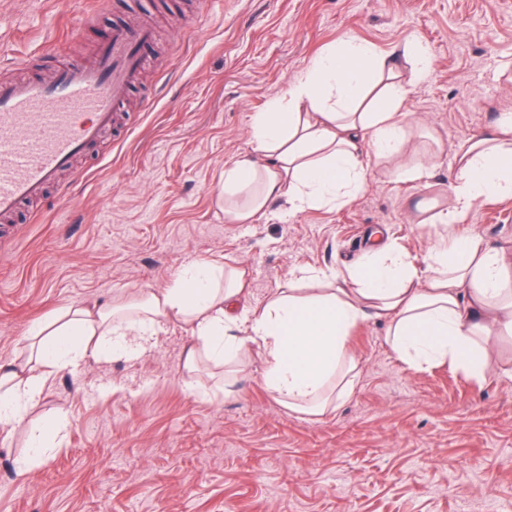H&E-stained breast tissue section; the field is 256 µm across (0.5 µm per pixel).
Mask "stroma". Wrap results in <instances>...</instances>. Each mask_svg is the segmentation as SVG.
Wrapping results in <instances>:
<instances>
[{"label":"stroma","mask_w":512,"mask_h":512,"mask_svg":"<svg viewBox=\"0 0 512 512\" xmlns=\"http://www.w3.org/2000/svg\"><path fill=\"white\" fill-rule=\"evenodd\" d=\"M150 18L146 69L108 132L60 184L0 226V363L68 305L166 288L187 263L248 271L239 307H261L298 267L336 271L381 230L424 265L448 204L453 156L512 113V0H0V75L88 57L114 28ZM382 51L414 37L433 69L405 104L420 182L371 164L342 207L229 224L215 204L224 165L251 150L254 113L287 95L329 43ZM512 252V197L458 225ZM169 326L138 359L87 360L50 377L25 426L0 427L8 512H512V339L481 378L408 369L369 318L351 332L353 391L310 418L264 387L259 360L223 386ZM68 421L62 447L27 473L28 428Z\"/></svg>","instance_id":"35a3bbf8"}]
</instances>
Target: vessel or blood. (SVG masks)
<instances>
[{
    "label": "vessel or blood",
    "mask_w": 512,
    "mask_h": 512,
    "mask_svg": "<svg viewBox=\"0 0 512 512\" xmlns=\"http://www.w3.org/2000/svg\"><path fill=\"white\" fill-rule=\"evenodd\" d=\"M149 28H117L86 64L0 78V217L41 197L112 126L140 74Z\"/></svg>",
    "instance_id": "1"
}]
</instances>
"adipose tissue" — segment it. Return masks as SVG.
<instances>
[{"label":"adipose tissue","mask_w":512,"mask_h":512,"mask_svg":"<svg viewBox=\"0 0 512 512\" xmlns=\"http://www.w3.org/2000/svg\"><path fill=\"white\" fill-rule=\"evenodd\" d=\"M432 68L413 38L389 52L354 39L329 45L287 96L254 114L252 150L224 166L225 221L253 222L275 202L289 212L349 203L366 184L370 158L399 180H422L425 166L400 160L410 143L403 105ZM455 162L425 268L378 235L345 271L296 268L292 289L247 313L238 309L245 269L213 260L189 263L168 288L139 300L63 309L33 326L27 360L0 364V424L23 421L51 372L87 358L142 356L172 323L195 340L188 366L258 357L264 386L310 416L352 391L358 363L349 336L369 315L386 323L387 342L408 368L446 362L482 376L499 337H512V254L459 235L457 224L478 201L512 196V113H500Z\"/></svg>","instance_id":"ef3b65f1"}]
</instances>
